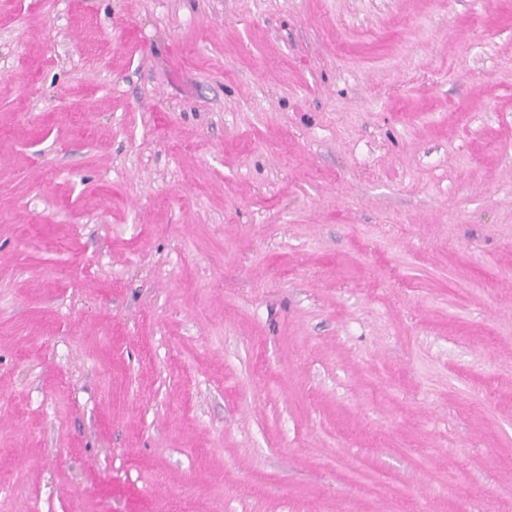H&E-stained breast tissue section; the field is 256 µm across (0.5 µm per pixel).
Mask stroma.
Segmentation results:
<instances>
[{
  "mask_svg": "<svg viewBox=\"0 0 512 512\" xmlns=\"http://www.w3.org/2000/svg\"><path fill=\"white\" fill-rule=\"evenodd\" d=\"M188 507L512 512V0H0V512Z\"/></svg>",
  "mask_w": 512,
  "mask_h": 512,
  "instance_id": "stroma-1",
  "label": "stroma"
}]
</instances>
